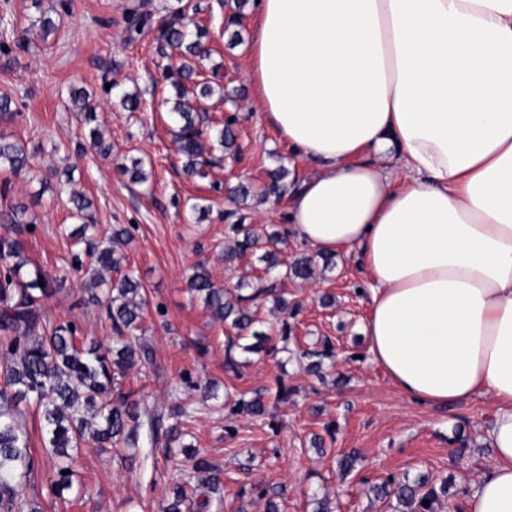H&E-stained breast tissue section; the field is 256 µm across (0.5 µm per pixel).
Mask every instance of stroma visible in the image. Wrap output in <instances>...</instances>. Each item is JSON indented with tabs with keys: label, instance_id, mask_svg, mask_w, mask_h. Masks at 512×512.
Returning a JSON list of instances; mask_svg holds the SVG:
<instances>
[{
	"label": "stroma",
	"instance_id": "1",
	"mask_svg": "<svg viewBox=\"0 0 512 512\" xmlns=\"http://www.w3.org/2000/svg\"><path fill=\"white\" fill-rule=\"evenodd\" d=\"M231 2L189 0L211 51L196 70L219 87L191 103L209 126L234 117L238 146L235 156L217 157L198 177L185 172L177 151L176 92L165 71L170 49L155 28L178 9V0H0L9 29L29 41L28 49L0 52V96L11 97L21 111L15 121H0V135L22 140L32 154L26 173L0 171V213L26 206L34 223L24 236L27 273L40 270L65 280L45 314L57 323L75 321L83 335L103 345L112 342L100 308L84 301L86 275L74 269V251L59 232L77 225L68 204L74 189L93 200L99 230L131 228L132 241L117 251L148 295L139 337L151 361L129 370L122 388L146 418L168 414L188 396L201 407L182 441L206 453L220 474L209 512H265L271 500L279 512H313L315 498L328 500L331 512H394L393 501L377 499L372 485L420 475L448 483L447 504L438 512H464L467 492L489 467L485 429L492 405L477 398L427 407L388 381L367 355L362 324L369 284L352 259L315 264L307 283L285 281L297 304L293 312L278 311L270 300L260 304L265 329L288 323L292 341L305 349L331 341L336 365L319 376L286 352L240 351V369L226 368L228 327L188 290L199 264L226 288L263 275L258 256L225 261L224 250L233 244L228 227L242 223L260 231L282 224L287 199L262 194L267 171L285 166L292 180L314 171L289 155L257 109L246 75L252 15L242 11L235 26L225 25ZM43 15L57 25L45 40L31 30ZM74 87L90 93L110 154L93 148L90 127L70 100ZM126 93L139 96V110L123 108ZM134 158L144 161V183H131L122 171ZM68 168L74 180L65 187L55 174ZM241 181L258 190L244 205L229 197ZM326 294L334 296L333 305H321ZM282 385L291 391L285 400L276 397ZM259 392L265 418L226 414V398ZM26 428L36 467L21 491L39 512H159L172 475L189 465L173 447L141 448L131 466L115 450L90 444L76 456L71 489L57 497L48 490L51 460L36 411H29ZM349 452L359 459L344 475L338 461Z\"/></svg>",
	"mask_w": 512,
	"mask_h": 512
}]
</instances>
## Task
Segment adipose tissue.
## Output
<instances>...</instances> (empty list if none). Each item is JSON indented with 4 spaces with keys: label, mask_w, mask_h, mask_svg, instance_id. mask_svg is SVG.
I'll list each match as a JSON object with an SVG mask.
<instances>
[{
    "label": "adipose tissue",
    "mask_w": 512,
    "mask_h": 512,
    "mask_svg": "<svg viewBox=\"0 0 512 512\" xmlns=\"http://www.w3.org/2000/svg\"><path fill=\"white\" fill-rule=\"evenodd\" d=\"M248 79L315 166L285 229L355 255L372 362L409 399L487 396L465 512H512V0H255Z\"/></svg>",
    "instance_id": "1"
}]
</instances>
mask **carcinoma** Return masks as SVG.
Returning a JSON list of instances; mask_svg holds the SVG:
<instances>
[{"instance_id": "obj_1", "label": "carcinoma", "mask_w": 512, "mask_h": 512, "mask_svg": "<svg viewBox=\"0 0 512 512\" xmlns=\"http://www.w3.org/2000/svg\"><path fill=\"white\" fill-rule=\"evenodd\" d=\"M160 37L177 51L184 62L177 70L178 81L173 83L177 99L174 115L181 122L178 134V152L184 159V170L190 174L205 175L206 154L218 145L226 153H233L236 134L235 121L225 120L215 130L214 138L203 137L200 118L187 97L184 81L196 75L188 61L207 54L200 37L193 35L184 9L173 13V19L160 31ZM76 104L87 123L97 121L96 107L85 91L78 93ZM30 155L20 141H10L0 135V169L17 174L29 166ZM72 216L82 220L79 228L62 233L76 247L74 265L83 267V259L92 266L91 290L100 289L104 298L92 294L100 303L105 319L111 322L113 344L109 348L91 342L78 343V327L70 323L53 324L42 311V301L53 297L62 287L60 278L41 271L26 278L23 269L29 260L25 254L24 231L29 222L24 220L26 207L12 208L8 219L9 235H0V512H39L32 503L21 497L17 479L29 476L34 470V457L29 438L21 429L20 404L33 403L41 409L47 445L55 456L50 492L61 495L72 487V452L92 443L104 448H137L142 438L149 437L153 445L164 442L165 447L180 442L182 431L195 418L191 404H179L168 415H157L141 420L137 402L121 389L120 378L137 364L150 358L147 347L136 341L143 313L148 307L146 293L133 273L119 279H106L105 274L121 272L122 257L116 255L115 246L130 236V229L122 224L112 225L105 239L94 236L96 225L91 223L88 210L91 200L84 194L69 198ZM229 228L236 236L234 247L225 251V260L232 262L248 252L264 250L265 275L254 283L239 281L232 289L212 282L205 269L195 272L189 279L191 292L197 294L212 316L231 321L237 335L227 337L226 364L235 366L232 355L238 341L254 339L242 346L247 352L288 350L290 328L283 323L280 334L272 337L254 329L257 323L249 304L260 297L277 291L282 280L311 278L314 259L302 255L291 262L282 263L278 245L285 243L281 230L260 236L240 224ZM306 370L321 372L324 359L333 358L332 349L305 351ZM234 414L251 418L266 415L262 397L243 398L231 406ZM191 469L172 478L169 495L161 502L160 512H183L186 501L198 496L204 488L213 493L219 484L216 467L196 450L187 454ZM379 498L395 496L398 512H435L434 504L448 495V482L435 483L424 476L414 480L396 482L390 479L372 487ZM429 505H423V501Z\"/></svg>"}]
</instances>
